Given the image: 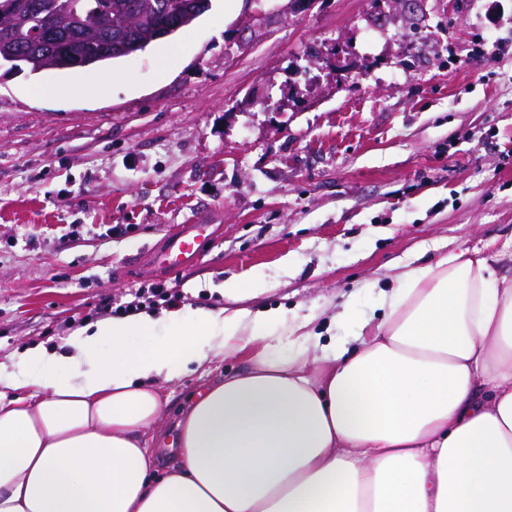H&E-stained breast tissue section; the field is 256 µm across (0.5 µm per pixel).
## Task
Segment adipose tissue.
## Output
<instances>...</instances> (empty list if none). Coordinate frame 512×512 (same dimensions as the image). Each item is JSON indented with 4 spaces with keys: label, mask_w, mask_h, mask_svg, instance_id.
<instances>
[{
    "label": "adipose tissue",
    "mask_w": 512,
    "mask_h": 512,
    "mask_svg": "<svg viewBox=\"0 0 512 512\" xmlns=\"http://www.w3.org/2000/svg\"><path fill=\"white\" fill-rule=\"evenodd\" d=\"M378 306L351 343L237 305L26 348L0 376V512H512V279L465 248L398 266ZM242 353L163 429L167 385Z\"/></svg>",
    "instance_id": "1"
}]
</instances>
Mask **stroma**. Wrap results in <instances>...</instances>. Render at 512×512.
Wrapping results in <instances>:
<instances>
[{"label":"stroma","mask_w":512,"mask_h":512,"mask_svg":"<svg viewBox=\"0 0 512 512\" xmlns=\"http://www.w3.org/2000/svg\"><path fill=\"white\" fill-rule=\"evenodd\" d=\"M487 2L212 0L109 65L0 67V363L153 283L219 309L225 279L263 277L244 308L324 306L326 344L354 329L343 304L379 316L370 284L397 265L468 247L511 277L512 0ZM199 220L197 265L154 268ZM248 367L166 387L167 423L202 378Z\"/></svg>","instance_id":"1"}]
</instances>
